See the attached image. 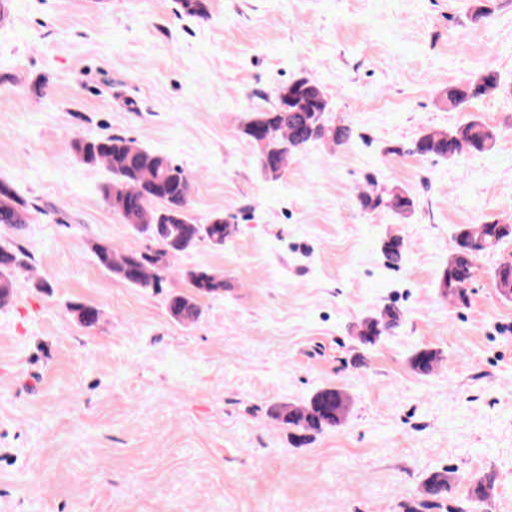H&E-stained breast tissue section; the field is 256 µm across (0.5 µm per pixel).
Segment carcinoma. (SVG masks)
I'll return each mask as SVG.
<instances>
[{
  "label": "carcinoma",
  "mask_w": 512,
  "mask_h": 512,
  "mask_svg": "<svg viewBox=\"0 0 512 512\" xmlns=\"http://www.w3.org/2000/svg\"><path fill=\"white\" fill-rule=\"evenodd\" d=\"M181 11L192 17L206 15L205 0H178ZM500 85L499 72L491 65L474 77L448 84L441 99L448 110L462 112L471 102L483 98ZM241 134L254 149L257 165L270 179H277L289 158L307 144L316 141L341 147L353 136L352 128L330 119V101L317 81L300 76L283 85L276 101L269 108L257 109L246 117ZM497 140L495 129L471 116L451 129H428L416 138L408 152L425 159L452 160L463 153L488 154ZM288 144V152L279 150ZM73 149L87 163L102 162L112 174L104 188V198L112 211L118 213L140 235L155 247L143 251L123 252L108 241L92 244L97 264L112 277L139 288H160L169 269V258L187 251L200 240L224 244L234 227L224 221V214L215 213L205 224H197L188 214L190 181L184 171L168 157L138 146L134 140L120 135L79 139ZM359 208L365 212L390 210L405 218L415 210L413 196L400 186L379 193L361 191ZM27 222L24 203L10 184L0 182V224L19 227ZM512 239V223L496 221L462 224L451 240L448 263L442 272L439 287L457 305L467 304L468 285L472 282L477 260ZM404 240L393 236L383 244V252L393 266L402 262ZM26 268L25 254L13 247L0 246V307L10 304L14 296V273ZM184 277L189 293L169 297L172 317L183 323L197 321L200 310L197 298L224 292V276L206 268L187 270ZM493 286L505 298H512V262H504L494 270ZM77 319L86 326L99 320V311L83 303L70 306ZM401 313L387 307L361 323L358 332L362 344L373 345L382 336L400 325ZM439 361V352L424 349L411 358L412 367L422 374L430 373ZM347 409L344 394L336 388L318 391L301 407H283L276 418L302 432H322L341 423ZM492 481L479 479L469 483L467 506L459 512H474L490 497ZM451 490L448 471L430 475L423 487V496L430 500L442 498Z\"/></svg>",
  "instance_id": "1"
}]
</instances>
